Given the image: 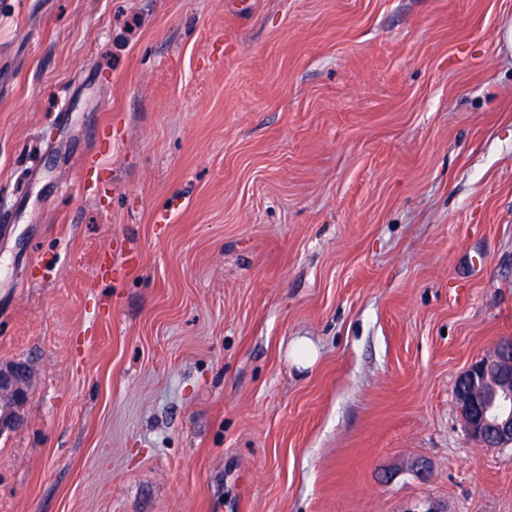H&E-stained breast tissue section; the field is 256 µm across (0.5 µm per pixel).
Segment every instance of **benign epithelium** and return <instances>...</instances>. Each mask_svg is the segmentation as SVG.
<instances>
[{
    "mask_svg": "<svg viewBox=\"0 0 512 512\" xmlns=\"http://www.w3.org/2000/svg\"><path fill=\"white\" fill-rule=\"evenodd\" d=\"M30 379L26 363H0V434L23 425L20 408ZM455 400L474 442L483 447L512 443V338L468 366L456 382Z\"/></svg>",
    "mask_w": 512,
    "mask_h": 512,
    "instance_id": "benign-epithelium-1",
    "label": "benign epithelium"
}]
</instances>
